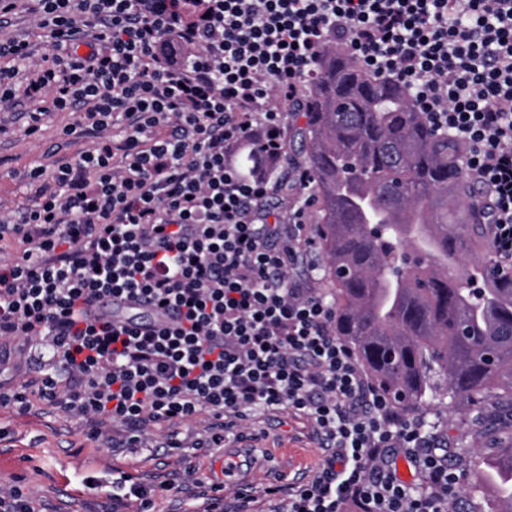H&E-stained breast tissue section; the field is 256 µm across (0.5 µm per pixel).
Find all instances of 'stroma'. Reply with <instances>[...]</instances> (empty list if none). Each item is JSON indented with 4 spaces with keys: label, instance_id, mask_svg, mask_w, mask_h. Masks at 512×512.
I'll return each mask as SVG.
<instances>
[{
    "label": "stroma",
    "instance_id": "obj_1",
    "mask_svg": "<svg viewBox=\"0 0 512 512\" xmlns=\"http://www.w3.org/2000/svg\"><path fill=\"white\" fill-rule=\"evenodd\" d=\"M63 112L48 117L34 136L24 133L21 112L0 111V203L15 208L35 202L24 171L76 158L86 143L64 137L60 130L73 123ZM257 438L244 464L254 492L272 483H304L312 478L322 450L306 419L287 410L257 416L250 425ZM211 452L180 448L169 452L114 451L86 438L81 420L31 397L26 411L0 406V484L20 486L39 500L43 512H110L113 479L127 473L157 484L153 512H198L200 496L215 481ZM191 463L197 481L183 483V465ZM100 487L87 489L86 477Z\"/></svg>",
    "mask_w": 512,
    "mask_h": 512
}]
</instances>
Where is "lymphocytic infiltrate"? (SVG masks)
<instances>
[{
  "instance_id": "obj_1",
  "label": "lymphocytic infiltrate",
  "mask_w": 512,
  "mask_h": 512,
  "mask_svg": "<svg viewBox=\"0 0 512 512\" xmlns=\"http://www.w3.org/2000/svg\"><path fill=\"white\" fill-rule=\"evenodd\" d=\"M27 5L49 53L18 85L28 42L0 41V108L23 93L26 135L73 112L77 159L26 172L34 206L0 209V357L43 348L29 394L85 421L110 447L175 449L156 425L200 424L220 448L256 411L309 419L323 463L265 487L273 512H448L460 476L358 367L315 278L289 276L312 178L284 165L287 116L334 44L406 88L488 199L500 271H512V0H0ZM123 121L122 136L112 129ZM251 144L243 166L238 149ZM288 168L287 212L270 209ZM143 298L173 324L101 322L102 298ZM419 471L401 480L397 457Z\"/></svg>"
}]
</instances>
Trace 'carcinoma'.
<instances>
[{
    "label": "carcinoma",
    "instance_id": "cac0c4a2",
    "mask_svg": "<svg viewBox=\"0 0 512 512\" xmlns=\"http://www.w3.org/2000/svg\"><path fill=\"white\" fill-rule=\"evenodd\" d=\"M305 93L317 238L334 277L336 335L407 411L471 415L498 481L472 512H512V272L496 264L462 147L404 88L327 50Z\"/></svg>",
    "mask_w": 512,
    "mask_h": 512
}]
</instances>
